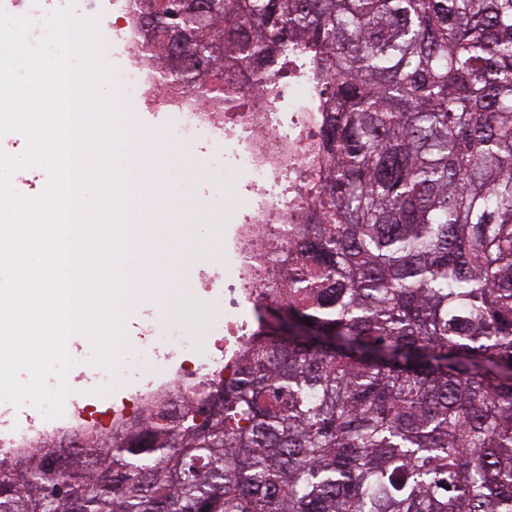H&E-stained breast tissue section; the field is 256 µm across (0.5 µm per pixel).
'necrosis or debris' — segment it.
I'll return each instance as SVG.
<instances>
[{"instance_id":"1","label":"necrosis or debris","mask_w":512,"mask_h":512,"mask_svg":"<svg viewBox=\"0 0 512 512\" xmlns=\"http://www.w3.org/2000/svg\"><path fill=\"white\" fill-rule=\"evenodd\" d=\"M0 8L31 19L33 42L43 36V21L54 10L67 8L76 18L98 19L104 59H111L113 44L124 47L127 65L114 75L124 95L172 115L170 136L202 144L203 166H221L243 179V222L227 245L234 275L226 277V267L216 265L198 274L197 298L210 310L209 343L198 346L180 326L162 322L147 303L133 325L135 344L123 366L126 382L134 389L132 403L145 408L162 402L180 409L202 383L222 379L233 369L253 337L248 308L262 300L260 277L282 260L288 228L308 221L310 200L303 179L321 122L308 66L303 58H291L288 81L272 80L259 91L242 89L233 111L220 114L189 89L162 93L155 65L138 50L143 31L134 0H0ZM67 351L73 364L61 417L45 418L28 403L0 402V460L22 458L43 442L75 439L101 426L89 397L116 386L114 373L87 361L80 341L68 340Z\"/></svg>"}]
</instances>
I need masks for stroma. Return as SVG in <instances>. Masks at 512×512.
Segmentation results:
<instances>
[{
  "instance_id": "stroma-1",
  "label": "stroma",
  "mask_w": 512,
  "mask_h": 512,
  "mask_svg": "<svg viewBox=\"0 0 512 512\" xmlns=\"http://www.w3.org/2000/svg\"><path fill=\"white\" fill-rule=\"evenodd\" d=\"M122 123L138 130L148 147L159 152L164 163L160 179L170 191L150 244L152 264L147 271L158 286L149 302L165 309L167 319L181 323L198 341H206L209 315L192 300L199 282L196 272L201 253H210L211 263L224 261V231L244 201L233 174L202 170L201 147L169 140L160 115L143 103L120 98Z\"/></svg>"
}]
</instances>
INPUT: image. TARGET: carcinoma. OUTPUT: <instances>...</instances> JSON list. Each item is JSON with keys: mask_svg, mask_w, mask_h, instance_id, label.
<instances>
[{"mask_svg": "<svg viewBox=\"0 0 512 512\" xmlns=\"http://www.w3.org/2000/svg\"><path fill=\"white\" fill-rule=\"evenodd\" d=\"M141 0L168 85L206 100L305 56L321 85L311 224L288 232V335L231 378L43 462L0 512H512V0ZM311 325H306L305 319ZM112 474V489L97 484Z\"/></svg>", "mask_w": 512, "mask_h": 512, "instance_id": "carcinoma-1", "label": "carcinoma"}]
</instances>
